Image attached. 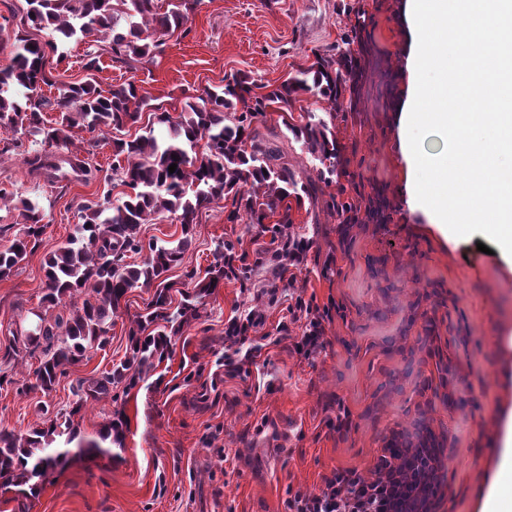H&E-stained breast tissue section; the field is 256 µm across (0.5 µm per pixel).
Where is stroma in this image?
<instances>
[{
    "label": "stroma",
    "mask_w": 512,
    "mask_h": 512,
    "mask_svg": "<svg viewBox=\"0 0 512 512\" xmlns=\"http://www.w3.org/2000/svg\"><path fill=\"white\" fill-rule=\"evenodd\" d=\"M358 7L371 17L376 57L359 123L337 119L335 102L321 94L300 95L299 105L333 128L356 185L390 209L387 221L349 225L343 237L326 199L314 213L293 212L291 233L309 241L293 270L295 287L319 305L341 307L325 324V349L304 361L285 339L264 346L248 374L225 378L217 364L224 322L251 304L266 271L256 268L245 284L221 281L163 362L134 388H115L83 409L85 438L123 415L122 446L74 458L37 495L0 491V512H284L289 486L319 490L337 467L368 472L386 440L423 428L444 441L438 512H480L501 461L492 419L512 409V348L503 346L512 336V267L478 251L476 237L447 242L408 202L402 134L395 108L384 105L390 86L403 95L410 80L406 0H199L187 31L165 38L153 61L121 65L105 54L95 78L105 90L136 81L150 97L152 111L120 133L131 140L149 130L154 113L179 115L203 89L223 88L225 77L281 83L340 46ZM13 139L0 127V184L37 200L48 227L0 280V356L16 325L39 306L44 261L77 223V203L105 191L98 180L61 189L29 174ZM226 214L219 202L199 215L186 262L167 274L173 303L206 277L217 242L251 255L267 245L256 225L227 223ZM152 295L149 288L129 291L109 345L69 367L50 393L15 387L36 357L23 351L0 359V374L12 378L0 387V430L23 435L68 412L79 383L128 352V331ZM340 404L353 419L343 436L329 426Z\"/></svg>",
    "instance_id": "obj_1"
}]
</instances>
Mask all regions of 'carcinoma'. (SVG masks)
I'll use <instances>...</instances> for the list:
<instances>
[{
  "label": "carcinoma",
  "mask_w": 512,
  "mask_h": 512,
  "mask_svg": "<svg viewBox=\"0 0 512 512\" xmlns=\"http://www.w3.org/2000/svg\"><path fill=\"white\" fill-rule=\"evenodd\" d=\"M199 0H24L20 29L14 35L15 52L11 64L0 67V127L32 138L38 148L23 151L30 172L42 175L52 184L99 178L101 169L91 160L98 137L136 123L148 106V96L131 80L98 89L89 74L79 83L62 90L56 99L58 118L47 125L42 110L48 100L42 86H52L50 61L64 60L65 42L96 37L97 49L86 54L85 69L96 68L107 53L115 62H149L163 44V37L182 29ZM370 17L365 9L354 11L350 34L333 55L317 56L307 67L277 86L247 75H236L217 92L205 90L196 101L185 104L179 116L168 112L155 115L166 128L162 139L153 134L132 140H112L109 179L124 187L111 199L82 200L77 204L80 222L74 225L65 243L45 261L44 294L34 313L35 327L22 343L29 354H39L33 370L35 382L22 389L53 390L66 368L81 363L92 350L109 343L114 318L122 300L134 288H154L146 313L130 329V352L112 364L99 378L81 386L84 396L64 414L48 420L25 435L0 430V488L41 487L55 470L75 457L112 454V445H122L125 420H109L93 439L78 438L74 417L90 399L108 395L112 389L136 385L142 372L163 360L172 337L190 317L197 315V300L224 280V257L237 258L235 244L216 245L208 279L185 296L174 313L168 312L170 285L165 274L184 263L191 250L193 224L212 204L231 201L226 221H246L261 230L271 224H292L293 208L304 201L317 204L322 185L346 172L348 160L336 142V133L311 112L301 123L288 125L295 140L303 141L319 162L316 177L301 179L288 163V152L276 137L260 131L258 122L265 114L286 112L299 95L319 92L336 101V117L345 122L357 120L363 94V77L373 59L367 40ZM46 31L38 39L29 31ZM80 128L91 134L84 154L67 161L68 169L55 162L56 151L69 149L72 133ZM177 165L175 172L168 171ZM345 193L338 188V195ZM336 195V196H338ZM337 232L346 224H363L380 218L377 198L355 189L349 201H336ZM14 204L18 210L20 233L7 247L0 248V278L9 277L32 252L44 234V209L36 202L0 185V205ZM181 224V236L162 244H143L140 225L150 224L165 214ZM148 251L137 264L127 262L129 254ZM87 294L82 306L64 318L49 310L65 298ZM76 447H70V444Z\"/></svg>",
  "instance_id": "carcinoma-1"
}]
</instances>
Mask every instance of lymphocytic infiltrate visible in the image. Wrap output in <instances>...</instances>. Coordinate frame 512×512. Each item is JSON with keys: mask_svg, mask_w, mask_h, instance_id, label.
I'll return each instance as SVG.
<instances>
[{"mask_svg": "<svg viewBox=\"0 0 512 512\" xmlns=\"http://www.w3.org/2000/svg\"><path fill=\"white\" fill-rule=\"evenodd\" d=\"M293 237L276 229L257 265L266 267L268 284L257 289L253 305L230 317L224 325V355L219 363L226 378L239 377L245 366L254 364L263 345L257 335L266 323V311L280 300H287L288 318L278 330L297 326L292 339L294 352L311 359L326 344V320L330 306H319L304 292L285 293L290 267L302 263L304 255L292 251ZM440 451L436 448H398L386 443L370 474L353 468H337L323 476L319 492L292 489L285 501V512H436L441 482Z\"/></svg>", "mask_w": 512, "mask_h": 512, "instance_id": "1", "label": "lymphocytic infiltrate"}]
</instances>
